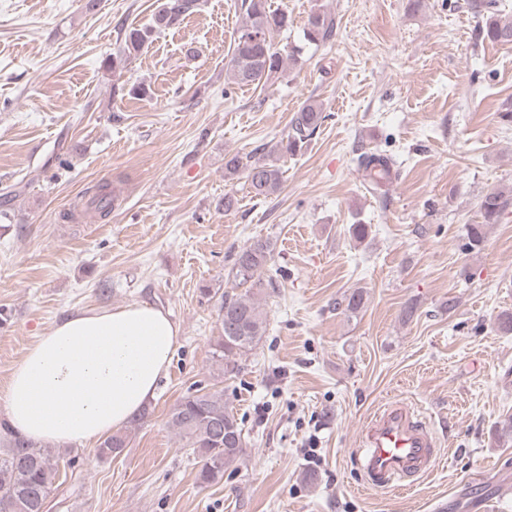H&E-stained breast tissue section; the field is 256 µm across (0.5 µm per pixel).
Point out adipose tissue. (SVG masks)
Segmentation results:
<instances>
[{"label":"adipose tissue","mask_w":512,"mask_h":512,"mask_svg":"<svg viewBox=\"0 0 512 512\" xmlns=\"http://www.w3.org/2000/svg\"><path fill=\"white\" fill-rule=\"evenodd\" d=\"M178 327L146 303L78 310L29 346L5 413L20 436L85 446L126 426L155 399Z\"/></svg>","instance_id":"obj_1"}]
</instances>
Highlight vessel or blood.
I'll return each instance as SVG.
<instances>
[{"label": "vessel or blood", "mask_w": 512, "mask_h": 512, "mask_svg": "<svg viewBox=\"0 0 512 512\" xmlns=\"http://www.w3.org/2000/svg\"><path fill=\"white\" fill-rule=\"evenodd\" d=\"M439 459L437 439L427 420L402 402L383 406L360 435L357 465L374 488H401L429 475Z\"/></svg>", "instance_id": "1"}]
</instances>
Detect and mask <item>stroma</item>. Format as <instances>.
I'll return each instance as SVG.
<instances>
[{"label":"stroma","instance_id":"1","mask_svg":"<svg viewBox=\"0 0 512 512\" xmlns=\"http://www.w3.org/2000/svg\"><path fill=\"white\" fill-rule=\"evenodd\" d=\"M85 2L0 0V194L15 193L0 222V404L25 350L72 311L146 302L179 339L120 456L56 448L47 512H475L483 497L512 512L491 495L512 480V440L494 434L512 415V334L497 328L512 311V207L466 248L480 197L512 187V44L483 38L468 0H271L291 18L281 52L314 8L336 31L257 89L225 76L238 0H201L117 73L105 58L158 2ZM141 82L147 96L112 94ZM310 98L326 120L281 159L277 194L225 179V153L278 141ZM370 150L398 162L381 194L358 164ZM105 181L117 201L103 219L88 203ZM228 191L239 205L226 214ZM258 238L276 245L278 286L261 296L265 336L227 380L211 360L217 295ZM355 288L363 309L336 310ZM201 388L223 392L246 438L208 487L167 424ZM392 401L446 450L400 491L371 488L356 463L363 425Z\"/></svg>","mask_w":512,"mask_h":512}]
</instances>
